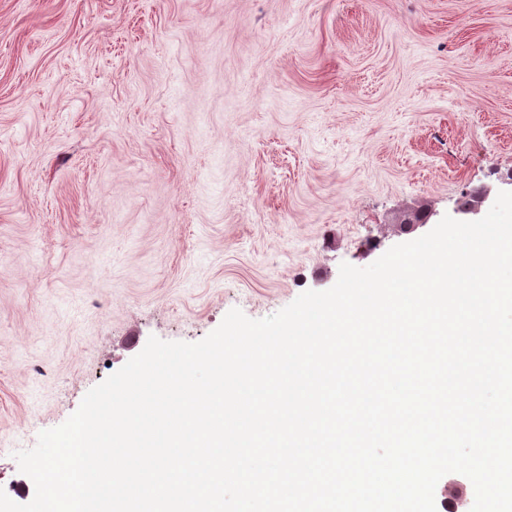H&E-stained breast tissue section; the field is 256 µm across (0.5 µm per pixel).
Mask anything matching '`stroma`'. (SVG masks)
Here are the masks:
<instances>
[{
  "label": "stroma",
  "mask_w": 512,
  "mask_h": 512,
  "mask_svg": "<svg viewBox=\"0 0 512 512\" xmlns=\"http://www.w3.org/2000/svg\"><path fill=\"white\" fill-rule=\"evenodd\" d=\"M512 189V0H0V489L149 337ZM418 211L426 224L404 226Z\"/></svg>",
  "instance_id": "stroma-1"
}]
</instances>
